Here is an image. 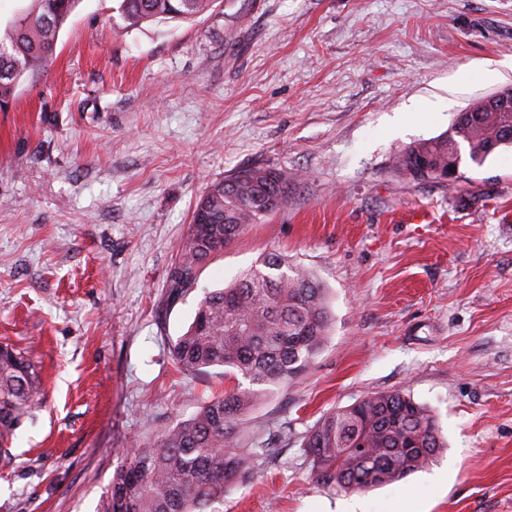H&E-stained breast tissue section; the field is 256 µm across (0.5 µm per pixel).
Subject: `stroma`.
Returning <instances> with one entry per match:
<instances>
[{
  "instance_id": "obj_1",
  "label": "stroma",
  "mask_w": 512,
  "mask_h": 512,
  "mask_svg": "<svg viewBox=\"0 0 512 512\" xmlns=\"http://www.w3.org/2000/svg\"><path fill=\"white\" fill-rule=\"evenodd\" d=\"M117 5L81 0L0 111V344L46 390L0 462V512H97L127 450L234 387L183 375L170 345L204 290L270 253L315 272L333 323L250 412L267 454L220 512H512V150L448 183L390 169L512 86V0H219L138 27ZM253 166L297 183L168 301L197 200ZM392 390L445 451L366 492L317 482L308 429Z\"/></svg>"
}]
</instances>
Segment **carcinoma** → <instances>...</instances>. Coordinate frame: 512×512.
Returning a JSON list of instances; mask_svg holds the SVG:
<instances>
[{
    "mask_svg": "<svg viewBox=\"0 0 512 512\" xmlns=\"http://www.w3.org/2000/svg\"><path fill=\"white\" fill-rule=\"evenodd\" d=\"M80 0H28L0 34V109L48 65L61 28ZM217 0H119L129 27L192 20ZM451 133L401 149L391 168L413 183L448 182L458 153L480 166L512 146V130L478 99L458 113ZM234 185L213 182L191 218L169 296L192 287L198 266L238 240L247 226L271 215L269 193L283 201L291 179L269 166L240 170ZM331 315L314 273L270 254L234 282L204 292L187 330L172 345L178 369L197 375L222 367L249 386L224 390L192 417L164 430L148 448L124 455L98 512H219L216 505L257 473L248 415L268 387H288L321 351ZM43 405L41 373L29 355L0 345V457L14 432ZM311 470L325 487L350 494L396 483L429 466L446 447L432 411L398 391L373 392L323 415L302 437Z\"/></svg>",
    "mask_w": 512,
    "mask_h": 512,
    "instance_id": "obj_1",
    "label": "carcinoma"
}]
</instances>
